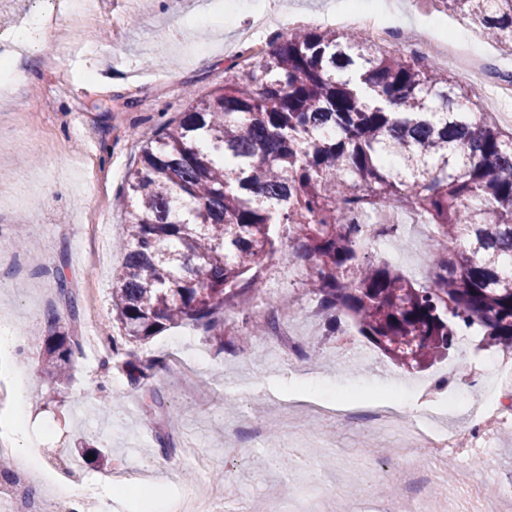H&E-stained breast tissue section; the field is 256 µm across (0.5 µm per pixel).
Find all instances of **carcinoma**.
<instances>
[{
	"label": "carcinoma",
	"mask_w": 512,
	"mask_h": 512,
	"mask_svg": "<svg viewBox=\"0 0 512 512\" xmlns=\"http://www.w3.org/2000/svg\"><path fill=\"white\" fill-rule=\"evenodd\" d=\"M434 2L512 56V0ZM267 46L130 157L117 335L105 337L104 363L141 385L161 361L136 351L174 325L224 349V307L262 290L259 261L277 257L279 224L318 309L350 317L390 359L423 370L448 358L460 323L512 349V134L475 111V90L435 61L364 32L293 29ZM388 206L463 244L431 254L426 285L359 247L365 217ZM55 274L75 323L78 296L63 268ZM46 320L45 363L70 380L77 337L60 330L57 309Z\"/></svg>",
	"instance_id": "carcinoma-1"
}]
</instances>
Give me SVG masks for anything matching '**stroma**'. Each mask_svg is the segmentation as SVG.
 Instances as JSON below:
<instances>
[{"mask_svg": "<svg viewBox=\"0 0 512 512\" xmlns=\"http://www.w3.org/2000/svg\"><path fill=\"white\" fill-rule=\"evenodd\" d=\"M215 0H111L106 14L80 26L52 20L51 0H32L25 14L32 26L49 25L23 63L31 79L16 96L28 128L13 112H0V188L34 182V200L0 208V240L21 238L37 249L0 266V429L14 448L31 455L55 489L91 497L94 512H142L140 491L154 488L151 501L167 503L180 483L201 494L223 495L235 512H273L289 497L312 487L320 512H399L417 503L421 512H512V494L501 480L512 473V427L496 433L492 454L480 462L433 460L406 437L346 417H325L297 405L293 390L305 380L323 402L346 407L386 403L405 416L416 411L413 390L422 379L458 368L461 376L442 426L470 423V407L489 379L470 380L474 354L482 345L458 344L447 360L422 370L395 363L358 336L350 318L335 335L326 320L309 317L315 302L303 286L305 272L282 261L264 278L263 294L286 297L294 312L282 328L300 346L315 347L320 361L291 357L271 337H250L261 316L254 307L226 323V345L216 349L201 332L173 327L146 345L163 359L146 387L164 398L172 420L150 424L141 391L114 367L73 356L74 377L56 382L42 367L46 333L41 295H54L52 276L64 266L83 310L74 326L83 336L112 333V276L121 264L113 244L127 217L119 195L137 138H147L165 117L183 111L189 97L208 95L224 83L233 61L232 28L201 24ZM81 44L74 56L53 54V43ZM432 228L411 224L402 232L389 264L409 280L427 283ZM248 343H240L242 335ZM90 442L108 449L104 462L79 456ZM372 448L379 466L401 473L382 482L349 475L346 456Z\"/></svg>", "mask_w": 512, "mask_h": 512, "instance_id": "35a3bbf8", "label": "stroma"}]
</instances>
